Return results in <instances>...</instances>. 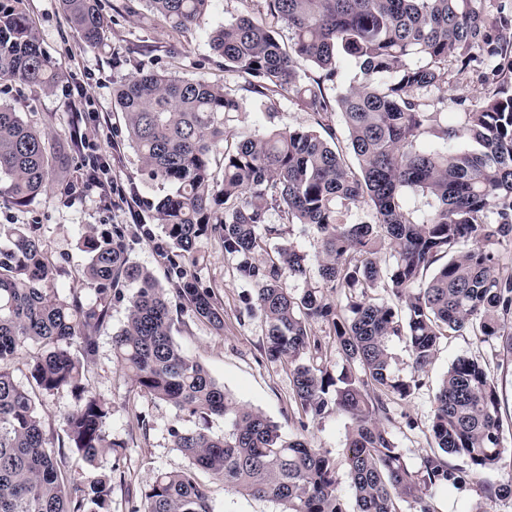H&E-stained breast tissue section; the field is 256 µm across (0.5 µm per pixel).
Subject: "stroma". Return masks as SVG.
Wrapping results in <instances>:
<instances>
[{
  "mask_svg": "<svg viewBox=\"0 0 512 512\" xmlns=\"http://www.w3.org/2000/svg\"><path fill=\"white\" fill-rule=\"evenodd\" d=\"M101 5L109 28L103 42L91 46L71 27L59 0H25L41 47L60 68L62 78L49 93L0 78V96L10 99L26 120L45 131L53 145L65 143L77 127L91 130L100 125L110 130L109 135L98 137V154L110 164L112 179L123 188L125 202L111 201L96 192L70 194L69 185L84 179L86 168L83 156L64 152L58 157L61 182L51 184L29 206L0 205V224L37 225L43 245L58 261L55 290L87 304L94 302L95 294L81 280L87 261L82 241L89 232H107L116 224L127 227L131 261L150 270L160 285L168 283L167 263L159 241L142 237L139 227L154 223L151 204L167 194L169 188L142 180L140 157L123 140L122 116L112 97L116 85L139 71L154 70L235 89L243 109L226 124L232 141L263 133L271 122L283 130L315 124L311 113L285 95L272 98L275 118L267 120L253 94L242 90L237 74L224 70L213 54L210 32L240 15L244 10L242 0H213L201 24L176 38L163 20L147 9L144 0H101ZM491 89L481 69L453 73L444 92L449 116L484 105ZM196 252L201 262L189 267L188 272L214 293L224 310V327L214 329L190 308H183L175 317L176 344L238 402L259 410L277 424L284 436L304 437L313 447L329 451L336 464L337 492L346 503H353L344 451L349 418L333 407L316 418L299 411L287 365L270 360L265 354L267 324L259 312L248 309L254 285L238 276L237 258L226 255L222 243L213 237L200 238ZM125 320V302L112 303L107 322L98 334L97 352L86 371L89 390L112 404L105 432L117 447L91 464L74 453L66 455V470L75 482L86 481L94 471L111 476L112 512H134L154 473L188 467V459L174 445L171 430L196 425L195 417L188 412L138 392L117 366L112 336ZM498 352L497 339L483 340L468 331L452 334L441 340L433 363L422 376L421 387L408 398H392L393 421L388 430L410 468H417L430 451L435 395L456 359L468 358L487 367L502 407L512 412V362H500ZM76 404L74 393L68 389L38 393V413L50 437H63V421ZM502 450V460L483 473L482 481L512 482L511 427L503 432ZM199 480L208 491L214 512L277 510L271 502L228 493L223 481L211 474L200 473ZM478 481L468 478L455 485L431 487L437 512H474L479 500Z\"/></svg>",
  "mask_w": 512,
  "mask_h": 512,
  "instance_id": "1",
  "label": "stroma"
}]
</instances>
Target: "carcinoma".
I'll return each instance as SVG.
<instances>
[{"mask_svg": "<svg viewBox=\"0 0 512 512\" xmlns=\"http://www.w3.org/2000/svg\"><path fill=\"white\" fill-rule=\"evenodd\" d=\"M259 2L261 18L241 14L210 33L213 54L243 89L261 101L288 95L318 129L270 127L231 143L224 125L242 105L226 86L149 71L113 90L142 176L172 187L152 205L170 287L130 261L126 227L114 224L83 240L84 281L95 302L62 297L53 288L57 262L37 225L0 224V512H112L111 477L68 481L66 453L44 430L35 390L76 392L64 420L70 451L93 462L118 447L104 431L112 403L88 390L85 370L112 301L125 297L126 321L112 337L117 363L139 392L203 421L171 430L190 465L154 474L135 512H214L201 471L281 512H402L405 503L410 512H436L426 488L455 485L465 473L477 478L500 462L502 407L493 378L474 360L459 358L448 368L431 425L438 451L418 469L408 468L386 423L390 397H409L448 334L494 337L512 359V268L497 254L512 245V50L502 43L512 13L486 0ZM211 3L146 0L176 33L199 25ZM60 6L85 42L101 41L107 19L99 0ZM346 62L359 64L361 77L343 86ZM451 65L483 66L496 87L450 126L444 98L431 95L447 88ZM309 67L318 76L308 75ZM0 76L40 90L61 78L19 6H0ZM339 121L345 150L336 143ZM219 154L224 174L217 182ZM52 176L48 135L0 99V202L26 207ZM410 192L430 199L427 212L406 208ZM360 203L372 207L373 222L348 221ZM273 210L289 224L312 227L319 277L336 299L316 288L297 294L282 282L284 267L307 276L308 258L290 243L270 248L280 235L268 220ZM202 236L222 241L224 253L239 259L240 277L255 284L251 308L267 323L265 354L288 361L298 407L316 418L334 406L351 421L345 452L354 509L336 493L327 451L284 436L174 342V315L185 305L224 327L212 291L187 273ZM383 279L389 301L368 295ZM127 285L134 286L128 296ZM319 320L353 366L338 379L308 356L320 353L310 330ZM392 337L407 344L415 372L408 381L391 374ZM21 355L30 389L10 371ZM213 416L229 423L224 435L207 431ZM448 453L464 454L468 470L448 465ZM479 491L486 499L511 497L512 483L481 482Z\"/></svg>", "mask_w": 512, "mask_h": 512, "instance_id": "carcinoma-1", "label": "carcinoma"}]
</instances>
